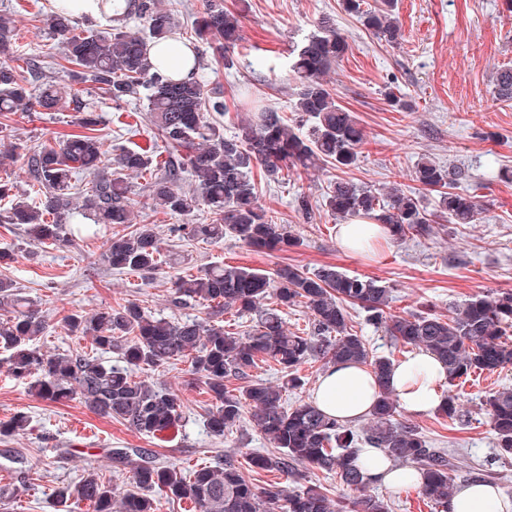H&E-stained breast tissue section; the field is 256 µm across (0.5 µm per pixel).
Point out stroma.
<instances>
[{
    "mask_svg": "<svg viewBox=\"0 0 512 512\" xmlns=\"http://www.w3.org/2000/svg\"><path fill=\"white\" fill-rule=\"evenodd\" d=\"M224 5L242 12V39L224 56L199 44L198 74L206 95L228 104L220 119L225 135H233L238 123L260 107L279 112L288 124L300 123L294 110L298 86L286 67L288 52L327 17L348 44L345 57L325 79L364 129L358 165L344 172L327 165L275 181L258 175L260 205L278 223L290 225L299 240L298 246L272 252L252 250L230 237L218 243L184 237L178 225L209 223L210 210L203 206L187 217L173 214L153 197L149 175L130 176L136 221L154 225L166 257L152 272L113 271L103 258L111 228L84 218L73 225V240L65 246L33 241L19 227L0 223V278L11 279L47 320L41 348L90 351L88 338L62 326V318L76 312L134 302L148 314L170 320L205 317L201 307L173 303L171 281L224 263L269 276L288 264L309 271L331 265L390 288V311L396 315L424 304L445 315L472 296L512 290V181L503 176L504 170H512V104L493 97L496 71L512 66V10L505 0H399L401 37L395 45L373 37L344 12L340 0H224ZM1 8L10 9L16 20L13 67L23 75L31 61H39L43 75L31 80L33 91L50 81L64 99L53 112L8 115L18 148L14 156L0 157V181L11 184L14 194L29 193V154L80 132L77 119L83 110L96 113L97 134L110 154L141 148L156 161L167 158L168 147L149 123L145 101L117 104L97 85L71 79L63 66L62 42L46 24L47 0H0ZM228 57L233 60L229 68L224 65ZM390 91L405 96L410 109L392 107L386 98ZM424 158L465 170L464 187L480 205L479 222L390 241L374 254L345 251L338 239L339 222L325 204L330 185L341 176L382 197L399 188L418 193L430 209L433 194L418 192L412 178ZM135 376L180 395L183 419L176 432L148 437L96 415L80 401L40 400L0 363V420L19 413L28 417L24 431L0 437V490L10 488L19 472L32 475L28 491L11 500L7 512H54L53 491L77 484L90 469L118 492L129 490L126 471L113 468L109 459L114 448H145L186 472L220 457L241 461L247 453L271 451L269 440L246 416L224 437L207 432L204 420L211 398L193 381L188 362L173 360ZM504 387L512 388V366L453 385L469 411L466 423L434 412L411 418L432 447L466 460L468 470L453 474L457 484L470 482V467L494 454L495 435L480 401Z\"/></svg>",
    "mask_w": 512,
    "mask_h": 512,
    "instance_id": "obj_1",
    "label": "stroma"
}]
</instances>
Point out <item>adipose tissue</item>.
I'll return each instance as SVG.
<instances>
[{
	"label": "adipose tissue",
	"instance_id": "obj_1",
	"mask_svg": "<svg viewBox=\"0 0 512 512\" xmlns=\"http://www.w3.org/2000/svg\"><path fill=\"white\" fill-rule=\"evenodd\" d=\"M447 373L432 354L420 350L394 364L389 379L401 407L412 414L434 411L443 403L440 387ZM378 387L371 369L354 363L330 366L314 388L311 401L324 414L346 424L369 415ZM448 512H512V497L492 483L458 486Z\"/></svg>",
	"mask_w": 512,
	"mask_h": 512
}]
</instances>
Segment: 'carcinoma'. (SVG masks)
Listing matches in <instances>:
<instances>
[{
	"label": "carcinoma",
	"mask_w": 512,
	"mask_h": 512,
	"mask_svg": "<svg viewBox=\"0 0 512 512\" xmlns=\"http://www.w3.org/2000/svg\"><path fill=\"white\" fill-rule=\"evenodd\" d=\"M123 15L131 13L147 23L135 34L118 27L76 32L70 19L58 12L49 17L53 33L65 45V60L74 66L72 77L105 87L115 103L138 95L147 102L149 120L171 148L167 165L151 182L153 195L170 211L189 215L205 205L215 215L209 224H182L179 230L194 240L217 242L232 237L257 250L298 245L290 226L276 223L258 202L255 170L271 177L283 167L308 170L331 164L339 170L358 164L365 134L355 115L338 103L323 75L348 51L346 40L327 20L290 54L289 73L299 84L296 111L312 126L305 133L285 123L279 113L262 111L241 123L226 137L218 121L207 117L228 111L226 103L211 100L195 77L173 79L152 71L147 51L173 40L176 28L171 14L156 0H125ZM343 10L357 17L378 40L394 44L399 28L394 20L397 0H379L371 8L362 0H341ZM241 14L211 3L197 19L195 37L202 43L224 42L232 47L241 40ZM14 18L0 9V112H28L33 104L46 110L58 106L53 85L33 97L28 80L9 65L15 54ZM493 96L512 102V67L499 69ZM113 170L103 172L105 163ZM34 174L33 196L11 201L0 221L21 224L25 234L42 244L65 245L74 214L95 224L112 225L104 260L118 272L154 271L165 262L155 228L134 225L127 176L153 168L144 151L126 150L108 158L98 136L71 134L57 145H43L28 156ZM192 184L179 186L184 166ZM82 171L97 178L83 193L82 204L73 202L72 183ZM466 178L460 168L421 160L414 170L420 189L436 195L433 211L402 191L381 198L343 178L327 194V206L339 220L366 217L388 229L397 240L430 235L434 225L474 224L479 208L475 197L456 183ZM52 216L47 220L44 215ZM178 304L193 303L209 311V320L172 321L147 315L130 302L91 314L71 313L62 326L72 335L91 340L95 351L115 352L118 363L106 365L88 353L43 351L37 340L48 323L34 303L14 292L13 282L0 279V300L10 306L0 316V350L8 353L11 374L28 385L40 400H80L93 413L120 419L145 436H156L180 423L179 395L146 380L134 378L145 366L157 368L186 358L195 380L212 397L205 418L214 437H222L250 408V421L277 449L275 453L248 455L250 468L276 471L293 480L299 467L310 466L336 474L341 486L358 492L343 502L339 512H389L383 500L368 493L372 484L362 458L365 448H376L386 458L412 468L420 478L422 495L447 512L456 484L452 472L462 460L433 448L415 424L400 419L398 401L388 385L390 358L376 356L362 336L352 329L347 307L357 305L366 321L391 340L422 348L444 365L448 384L474 374L493 373L512 365V292L475 296L444 317L428 306L406 316L387 312L390 289L378 281L351 275L333 266L304 272L286 265L275 277L244 266L224 265L203 273L178 277L172 282ZM304 304L311 311V333L300 336L285 328L282 308ZM254 317L244 335L224 330L219 317L226 310ZM316 357L324 365L353 362L370 367L378 382L376 404L368 425L353 430L322 413L310 402L288 408L283 393L303 386L298 368ZM280 367L283 382H262L243 387L241 394L227 390L225 382L246 380L257 360ZM481 409L489 415L496 436L495 459H512V389L485 396ZM451 420L463 416L459 397L449 393L437 410ZM26 416L19 413L0 422V436L25 430ZM112 466L131 473L134 489L117 493L90 471L75 487L54 491L61 506L85 503L89 512H158L160 500L188 501L196 512H329L327 494L317 485L290 491L270 486L258 491L250 476L232 459L204 465L184 474L161 463L141 448H115Z\"/></svg>",
	"instance_id": "obj_1"
}]
</instances>
